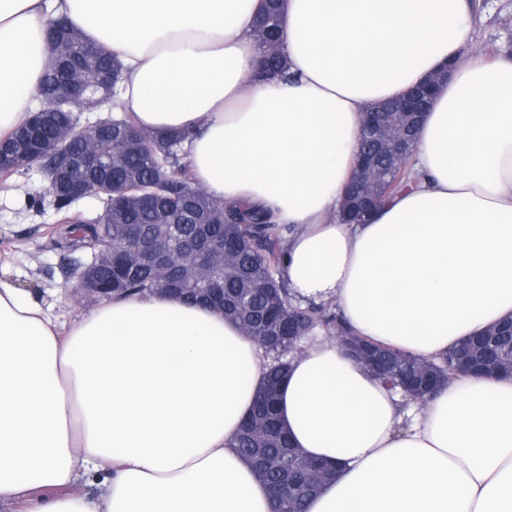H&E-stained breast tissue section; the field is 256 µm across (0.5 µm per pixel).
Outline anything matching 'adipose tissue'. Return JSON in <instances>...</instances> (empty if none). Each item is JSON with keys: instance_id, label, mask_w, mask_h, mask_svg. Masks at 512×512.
<instances>
[{"instance_id": "adipose-tissue-1", "label": "adipose tissue", "mask_w": 512, "mask_h": 512, "mask_svg": "<svg viewBox=\"0 0 512 512\" xmlns=\"http://www.w3.org/2000/svg\"><path fill=\"white\" fill-rule=\"evenodd\" d=\"M262 7L0 0V139L35 111L47 24L67 16L120 59L139 127L188 132L195 184L294 226L293 299L434 361L512 316V61L472 53L467 0H284L286 80L258 75ZM455 57L415 182L369 223L339 221L366 107ZM265 373L211 308L115 296L63 322L0 280V512H271L235 447ZM279 416L295 447L337 465L306 512H512V379L460 373L407 404L316 336L290 359ZM92 472L96 491L73 492Z\"/></svg>"}]
</instances>
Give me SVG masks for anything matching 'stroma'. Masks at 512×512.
<instances>
[{
	"mask_svg": "<svg viewBox=\"0 0 512 512\" xmlns=\"http://www.w3.org/2000/svg\"><path fill=\"white\" fill-rule=\"evenodd\" d=\"M474 50L490 59L512 60V0H469ZM39 164L22 175L0 178V279L40 296L55 314L71 319L85 310L66 291L63 251L55 246L58 217L24 205L28 196L45 194Z\"/></svg>",
	"mask_w": 512,
	"mask_h": 512,
	"instance_id": "35a3bbf8",
	"label": "stroma"
}]
</instances>
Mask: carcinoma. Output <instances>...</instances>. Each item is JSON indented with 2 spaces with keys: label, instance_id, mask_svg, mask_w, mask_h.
Here are the masks:
<instances>
[{
  "label": "carcinoma",
  "instance_id": "obj_1",
  "mask_svg": "<svg viewBox=\"0 0 512 512\" xmlns=\"http://www.w3.org/2000/svg\"><path fill=\"white\" fill-rule=\"evenodd\" d=\"M267 22L254 28L252 37L259 53L258 70L264 77L288 78L287 54L269 55L268 43L279 39L282 15L279 0L265 3ZM50 39L57 41V51L44 63L39 90L42 103L55 112L51 121L40 130V137L73 152L82 150L85 122L76 106L65 104L60 92L81 72L108 75L111 80L96 93L106 115L96 132L97 149L105 170L99 176L78 172L87 189V196L103 207L95 223L82 221L72 209V201L53 198L59 223L72 224L80 237L64 244L68 251L90 252L99 246L112 245V263L98 269V286L112 288L116 295L168 293L192 304L210 305L208 289H224V318L238 324L242 333L262 350L269 371L264 388H278L288 372V343L269 342V329L278 325L293 337V346L319 329L346 330L337 314H330L322 305L292 300L281 276L283 243L288 226L277 222L267 208L217 201L191 181L183 162V134L146 132L129 120L122 109L118 86L123 81L121 62L112 54L98 49L88 53L83 34L66 18L55 17L48 22ZM140 141L135 150L127 148L125 137ZM358 155L373 160L378 170L391 176L390 191L410 183L412 159L396 171L390 170L388 158L364 134H359ZM171 213L180 224L178 234L161 235L169 248L170 265L175 277L157 270L132 265L126 261L125 250L135 247L140 236L152 235L159 229L163 215ZM204 231L202 245L219 248L232 256L227 267L213 271L199 263L195 254L184 251L180 241ZM479 337L470 338L448 350L440 362H428L425 374L417 371L418 359L401 351L373 345L379 352L382 378L393 387L415 384L427 396L435 387L448 382L450 375L461 371L462 353L475 346ZM512 354V329L503 327L486 341L481 355L488 367L487 375L504 376L503 357ZM252 414L266 420V433L258 436L242 424L235 448L267 484L284 481L300 486L304 482L303 456L292 455L293 446L282 427L277 401L269 405L255 399ZM315 493L304 489L282 504L283 512H304V503Z\"/></svg>",
  "mask_w": 512,
  "mask_h": 512
}]
</instances>
